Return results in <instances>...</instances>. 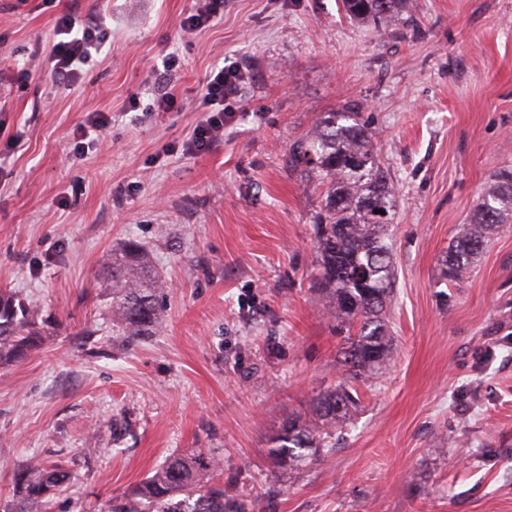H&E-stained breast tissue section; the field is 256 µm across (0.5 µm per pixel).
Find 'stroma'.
<instances>
[{
    "label": "stroma",
    "instance_id": "obj_1",
    "mask_svg": "<svg viewBox=\"0 0 512 512\" xmlns=\"http://www.w3.org/2000/svg\"><path fill=\"white\" fill-rule=\"evenodd\" d=\"M412 4L385 31L341 0H224L187 38L196 0H81L106 37L69 85L49 71L69 0H0V289L52 326L0 370V512H17L14 475L33 460L69 474L46 512H106L200 450L222 465L226 512L258 495L266 512H512V225L463 282L436 283L491 175L512 168V0ZM223 64L245 76L224 141L186 152ZM161 85L181 110H153ZM349 104L396 191L395 360L328 461L283 471L271 436L340 377L310 286L319 191L284 159ZM96 109L114 118L106 146L74 154ZM129 241L165 281L162 326L133 346L112 332L107 275Z\"/></svg>",
    "mask_w": 512,
    "mask_h": 512
}]
</instances>
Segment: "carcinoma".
Returning a JSON list of instances; mask_svg holds the SVG:
<instances>
[{"instance_id": "cac0c4a2", "label": "carcinoma", "mask_w": 512, "mask_h": 512, "mask_svg": "<svg viewBox=\"0 0 512 512\" xmlns=\"http://www.w3.org/2000/svg\"><path fill=\"white\" fill-rule=\"evenodd\" d=\"M409 0H342L349 18L386 29L403 22ZM288 168L307 173L323 189L317 222V274L312 287L344 344L337 361L338 383L293 413L272 438L270 455L281 469L323 461L336 448V435L361 405V386L383 374L393 354L384 307L393 297L395 267L388 243L395 191L377 159L373 131L358 109L326 112L313 130L292 142ZM512 224V169L492 175L466 231L439 263L437 283L459 282L489 239ZM164 283L148 275L140 247L130 242L112 262L110 306L117 335L140 341L161 325L156 291ZM51 335L37 306L0 291V368L27 358ZM220 464L200 451L175 457L141 481L132 497L107 512H224V487L214 483ZM67 473L56 465L27 464L15 477L20 512H43L45 499L60 490Z\"/></svg>"}]
</instances>
